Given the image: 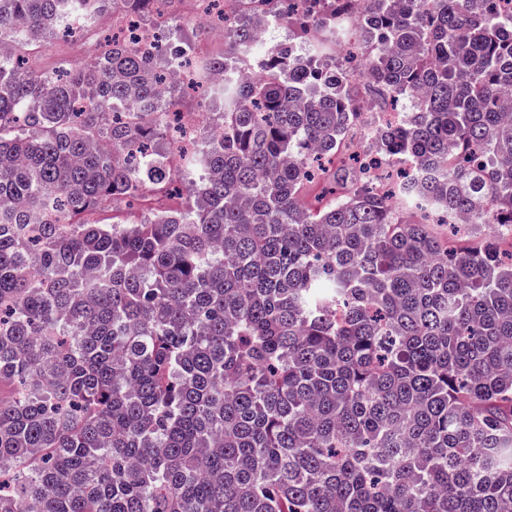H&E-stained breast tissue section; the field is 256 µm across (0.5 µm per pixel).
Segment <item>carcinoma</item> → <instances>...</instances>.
<instances>
[{"mask_svg": "<svg viewBox=\"0 0 512 512\" xmlns=\"http://www.w3.org/2000/svg\"><path fill=\"white\" fill-rule=\"evenodd\" d=\"M107 2L0 0V41ZM316 2L297 39L357 12L365 67L230 22L192 203L140 224L87 215L176 182L157 62L0 56V512H512V253L324 165L380 96L381 159L426 173L405 200L512 230V11ZM324 173L352 191L313 212Z\"/></svg>", "mask_w": 512, "mask_h": 512, "instance_id": "cac0c4a2", "label": "carcinoma"}]
</instances>
